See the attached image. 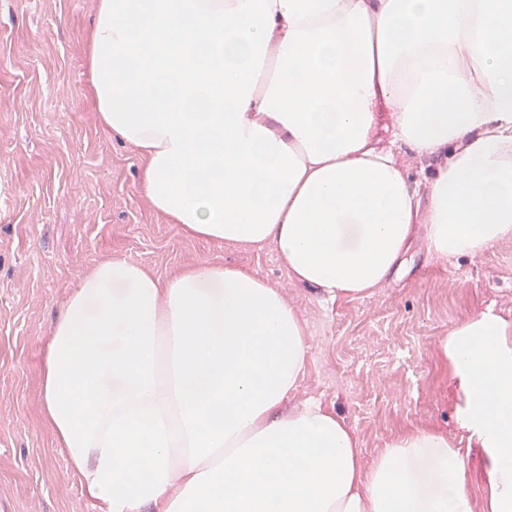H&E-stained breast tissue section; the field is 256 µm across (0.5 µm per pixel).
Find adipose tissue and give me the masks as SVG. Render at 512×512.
Returning <instances> with one entry per match:
<instances>
[{"instance_id": "adipose-tissue-1", "label": "adipose tissue", "mask_w": 512, "mask_h": 512, "mask_svg": "<svg viewBox=\"0 0 512 512\" xmlns=\"http://www.w3.org/2000/svg\"><path fill=\"white\" fill-rule=\"evenodd\" d=\"M83 40L102 128L185 236L272 247L333 301L382 287L416 225L440 260L512 239V0H97ZM439 348L487 459L477 506L447 435L366 470L342 417L289 405L305 325L243 267L90 268L44 345L42 415L101 512H512V321L486 307Z\"/></svg>"}]
</instances>
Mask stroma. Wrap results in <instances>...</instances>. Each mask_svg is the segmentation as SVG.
I'll return each mask as SVG.
<instances>
[{
    "label": "stroma",
    "mask_w": 512,
    "mask_h": 512,
    "mask_svg": "<svg viewBox=\"0 0 512 512\" xmlns=\"http://www.w3.org/2000/svg\"><path fill=\"white\" fill-rule=\"evenodd\" d=\"M97 0H0V512H99L42 415V351L83 272L112 256L166 280L219 262L279 288L306 328L292 400H315L354 430L364 467L416 428L455 436L438 341L495 305L512 320V240L439 260L414 239L383 288L323 301L272 248L186 237L139 187L136 150L99 124L84 32Z\"/></svg>",
    "instance_id": "1"
}]
</instances>
